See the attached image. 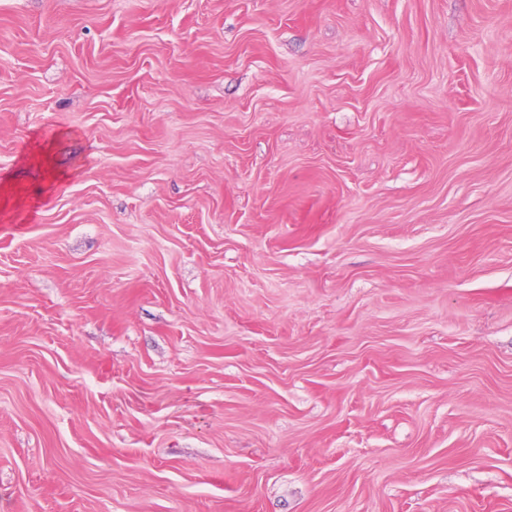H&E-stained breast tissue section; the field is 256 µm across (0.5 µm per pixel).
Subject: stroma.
<instances>
[{
    "instance_id": "35a3bbf8",
    "label": "stroma",
    "mask_w": 512,
    "mask_h": 512,
    "mask_svg": "<svg viewBox=\"0 0 512 512\" xmlns=\"http://www.w3.org/2000/svg\"><path fill=\"white\" fill-rule=\"evenodd\" d=\"M0 512H512V0H0Z\"/></svg>"
}]
</instances>
